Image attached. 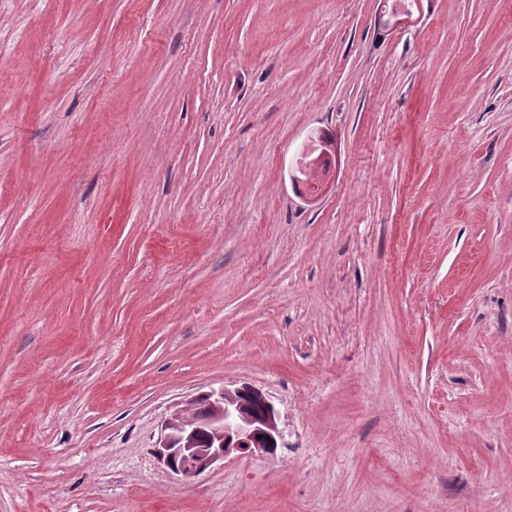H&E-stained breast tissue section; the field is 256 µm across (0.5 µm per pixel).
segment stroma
<instances>
[{
  "label": "stroma",
  "mask_w": 512,
  "mask_h": 512,
  "mask_svg": "<svg viewBox=\"0 0 512 512\" xmlns=\"http://www.w3.org/2000/svg\"><path fill=\"white\" fill-rule=\"evenodd\" d=\"M383 12L0 0V512H512V0ZM245 383L276 453L179 480ZM245 386L264 397V392L261 389L251 385H243L235 389L221 387L207 393L214 399L218 407L210 424L220 436H224L222 441L224 448H192L190 435L194 433L195 427L186 426L185 433L189 438L186 443L187 448H177L184 457V462L180 467L172 468L168 463L172 445L171 419L174 430L179 433L180 427L185 422L198 419L210 410L209 402L203 397H199L197 401L174 412L171 418L168 417L164 420L159 447L155 451L159 459L174 475L182 479L195 478L217 463L224 464V459L234 452H238L240 455L254 453L270 455L268 452L270 448H260L256 442L259 435L265 436L271 445L278 446L280 430L275 409L269 410L263 418L251 415L238 398V394Z\"/></svg>",
  "instance_id": "35a3bbf8"
}]
</instances>
